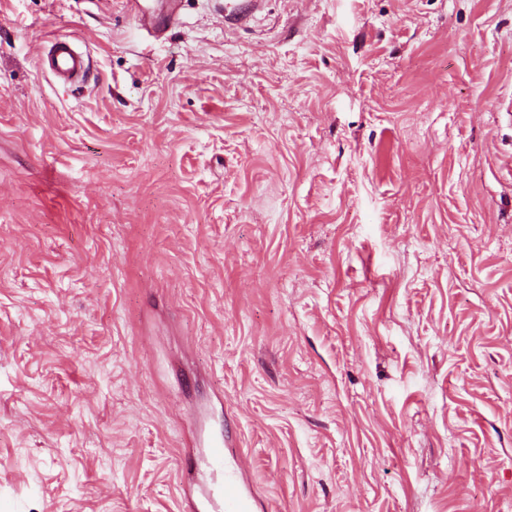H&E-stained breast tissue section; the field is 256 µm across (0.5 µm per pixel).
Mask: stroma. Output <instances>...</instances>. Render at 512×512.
Here are the masks:
<instances>
[{
  "instance_id": "obj_1",
  "label": "stroma",
  "mask_w": 512,
  "mask_h": 512,
  "mask_svg": "<svg viewBox=\"0 0 512 512\" xmlns=\"http://www.w3.org/2000/svg\"><path fill=\"white\" fill-rule=\"evenodd\" d=\"M124 2L0 0V512H512V0ZM181 0H162L160 8L144 0H126L127 11L132 14L141 27H165L177 21ZM46 64L51 74L63 84L85 79L88 71L87 55L65 39L53 37L47 40ZM201 451L192 459L193 469L201 467L211 480L185 489L192 512H252V494L226 465L224 447H229L224 434H200Z\"/></svg>"
}]
</instances>
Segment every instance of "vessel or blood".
<instances>
[{
	"label": "vessel or blood",
	"mask_w": 512,
	"mask_h": 512,
	"mask_svg": "<svg viewBox=\"0 0 512 512\" xmlns=\"http://www.w3.org/2000/svg\"><path fill=\"white\" fill-rule=\"evenodd\" d=\"M181 0H161L160 5L148 0H125L126 8L143 27H165L177 21ZM46 64L58 81L70 84L85 79L88 59L75 45L58 37L50 38ZM201 447L193 457L194 468L209 474V482L185 492L191 512H252V494L226 465L224 436L213 434L200 437Z\"/></svg>",
	"instance_id": "b4317fda"
}]
</instances>
